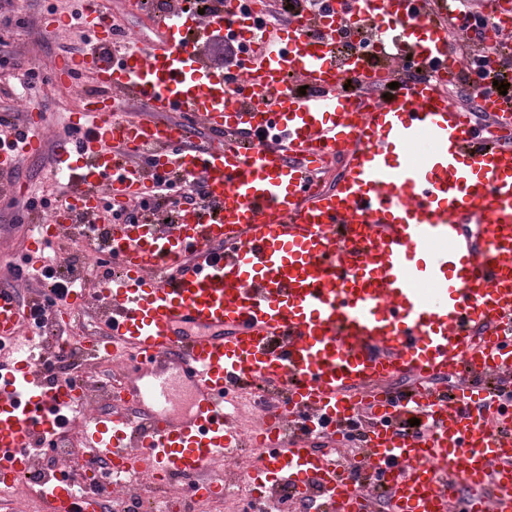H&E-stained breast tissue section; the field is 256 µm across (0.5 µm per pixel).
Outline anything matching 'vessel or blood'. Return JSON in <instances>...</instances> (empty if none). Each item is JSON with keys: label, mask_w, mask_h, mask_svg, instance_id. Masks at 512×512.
<instances>
[{"label": "vessel or blood", "mask_w": 512, "mask_h": 512, "mask_svg": "<svg viewBox=\"0 0 512 512\" xmlns=\"http://www.w3.org/2000/svg\"><path fill=\"white\" fill-rule=\"evenodd\" d=\"M83 2L91 47L59 56L52 77L66 88L88 73L95 88L57 139L68 204L37 221L29 252L92 233L102 196L126 205L154 174L203 200L175 224L148 215L95 235L118 272L96 291L106 334L89 346L140 363L111 412L85 420L84 492L41 479L48 512H111L103 466L222 490L211 466L248 445L224 396L249 387L288 407L261 428V469L269 494L289 488L303 512H512V402L496 389L512 377V146L477 140L438 84L376 67L409 58L456 82L449 0H326L325 15L277 30L244 26L250 0L201 16L175 0L135 48ZM340 6L359 19L352 42L376 25L369 50L337 52ZM215 34L243 48L235 75L199 50ZM120 98L144 116L116 118ZM477 102L512 127V101ZM199 126L211 142H195ZM42 143L34 113L0 144V177ZM341 158L344 178L321 189L317 170ZM32 306L0 287V345L17 353L0 363V486L34 474L32 447L88 396L47 379ZM403 376L437 384L393 387ZM363 416L355 476L337 448Z\"/></svg>", "instance_id": "1"}]
</instances>
